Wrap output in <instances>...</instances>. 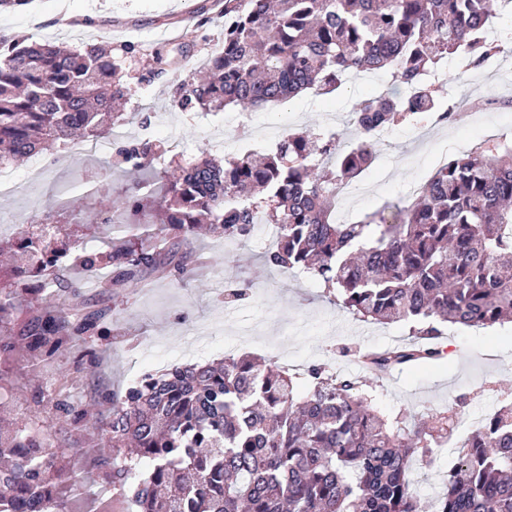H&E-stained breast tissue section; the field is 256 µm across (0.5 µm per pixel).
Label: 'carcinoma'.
<instances>
[{"label":"carcinoma","instance_id":"carcinoma-1","mask_svg":"<svg viewBox=\"0 0 512 512\" xmlns=\"http://www.w3.org/2000/svg\"><path fill=\"white\" fill-rule=\"evenodd\" d=\"M224 49L200 81L181 84L175 106L218 113L289 101L304 90L329 94L352 71H388L392 85L353 113L356 146L339 136L290 133L262 158L223 161L202 153L178 176L155 170L159 190L133 180L119 187L112 223L93 218L98 245L54 229L27 230L11 246L22 265L0 277L27 278L28 298L0 289V366L49 365L73 350L94 363L109 332L110 309L81 300L85 280L107 272L101 293L192 277L198 226L216 240L277 229L265 265L297 270L363 320L403 323L418 340L372 353L374 371L440 358L433 339L446 323L485 327L512 318V143L486 140L436 169L415 198L336 221L339 189L378 157L377 126L429 123L454 111L428 74L448 57L478 69L499 47L466 55L481 23L512 16L506 0H224ZM112 51L87 43L76 52L28 37L0 40V165L75 140L107 134L122 121L112 104L131 88ZM164 151L149 142L117 148L111 166L132 175ZM156 225L164 244L137 230ZM252 296L224 287V305ZM112 418L89 410L53 384L38 387L28 423L0 432V512H73V457L52 429L93 430L111 454L113 490L135 512H512V405L464 439L432 510L411 490L416 460L430 463L448 442L454 407L408 428L382 413L363 381L319 364L308 390L271 360L226 355L217 363L146 372L120 394H105Z\"/></svg>","mask_w":512,"mask_h":512}]
</instances>
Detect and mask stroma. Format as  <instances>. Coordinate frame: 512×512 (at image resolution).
Instances as JSON below:
<instances>
[{
	"instance_id": "stroma-1",
	"label": "stroma",
	"mask_w": 512,
	"mask_h": 512,
	"mask_svg": "<svg viewBox=\"0 0 512 512\" xmlns=\"http://www.w3.org/2000/svg\"><path fill=\"white\" fill-rule=\"evenodd\" d=\"M218 11L214 0H31L23 9L0 13V37L26 34L74 50L86 42L102 43L118 51L131 88L122 106L130 115L125 122L127 137L138 138L143 122L156 125L172 158L167 168L174 173L203 148L218 157L235 153L231 132L243 116L242 109L205 116L174 105L181 83L199 71L224 41V19ZM156 50L175 63L147 82L143 76L154 69ZM434 84L443 100L466 94L477 101L502 92L495 76L481 70L464 72L452 63ZM369 94L367 87L355 86L323 98L308 93L256 108V132L272 144L288 132L331 122L338 133H345L339 117L355 111ZM476 133L473 127L450 125L436 129L434 137L421 144L414 140L412 128L390 131L381 143V166L371 167L362 177L372 184V192L337 203V211L354 222L365 213L404 202L408 184L423 178V168L434 153L443 148L458 153L462 141ZM42 160L48 167L43 202L52 210L60 207L85 173L101 171L109 162L108 156L89 153L83 143L66 159L46 153ZM194 246L204 256L223 261V277L208 270L182 282L156 280L103 297L97 289L85 288L86 296L98 297L100 306L112 313L106 356L96 366L79 371L73 354H65L43 370V378L61 381L95 417L106 419L110 407L101 402V394L124 391L148 371L246 352L273 359L299 376L310 364L322 362L359 377L363 374L359 355L409 340L406 325L360 321L331 303L322 287L307 276L265 266L261 256L268 244L258 238L225 243L200 237ZM229 279L254 284L253 299L224 306L221 295ZM438 344L446 349L440 360L396 369L388 378L372 382L370 390L380 411L403 413L409 423L446 410L464 395L466 411L479 419L512 393V324L488 329L452 326ZM451 458L450 449L440 447L430 467H415L412 489L422 500L436 498Z\"/></svg>"
}]
</instances>
